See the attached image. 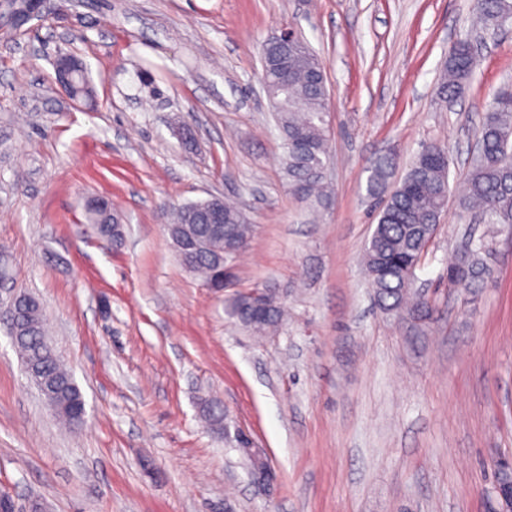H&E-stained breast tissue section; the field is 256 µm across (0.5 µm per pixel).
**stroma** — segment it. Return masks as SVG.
Wrapping results in <instances>:
<instances>
[{
	"label": "stroma",
	"mask_w": 512,
	"mask_h": 512,
	"mask_svg": "<svg viewBox=\"0 0 512 512\" xmlns=\"http://www.w3.org/2000/svg\"><path fill=\"white\" fill-rule=\"evenodd\" d=\"M475 0H41L15 26L0 0V248L34 295L85 401L63 425L0 329V492L18 512H490L512 457V226L448 207L414 286L437 293L417 333L378 307L364 265L374 159L402 176L422 144L467 171L473 130L512 89V28L488 39L464 93L437 78L469 38ZM293 27L326 64L333 203L289 191L260 45ZM86 62L95 96L68 98L57 53ZM195 132L185 148L178 129ZM111 199L124 239L85 224ZM220 197L252 236L217 293L179 262L169 206ZM490 243L480 288L449 291L470 237ZM274 288L290 318L258 338L225 311ZM227 433L204 427L205 401ZM279 482L254 485L236 430Z\"/></svg>",
	"instance_id": "35a3bbf8"
}]
</instances>
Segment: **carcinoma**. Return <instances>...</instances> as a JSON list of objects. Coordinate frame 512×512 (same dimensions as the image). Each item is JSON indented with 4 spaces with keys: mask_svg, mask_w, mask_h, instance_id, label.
Here are the masks:
<instances>
[{
    "mask_svg": "<svg viewBox=\"0 0 512 512\" xmlns=\"http://www.w3.org/2000/svg\"><path fill=\"white\" fill-rule=\"evenodd\" d=\"M512 18V0H477L473 24L495 32L501 22ZM267 89L276 104V119L283 145L282 169L288 187L303 202L319 210L328 207L331 193L325 174L330 159L329 129L326 121L328 88L325 66L301 36L293 39L288 61L279 60L271 41L265 42ZM475 67L467 42L448 52L438 84V94L453 100L470 83ZM481 150L468 169L464 188L455 195L450 188L448 151L437 141L424 145L393 189H388L395 168L389 156L378 158L367 179V195L373 201L377 224L365 248L364 260L369 282L381 310L399 316L408 326L419 329L432 320L436 306L429 296L412 292L411 275L424 248L435 238L450 200L462 213L478 212L488 224H512V91L497 94L476 129ZM209 201L174 205L169 213V232L190 237L197 248L187 259L188 270L209 284L215 279L218 262L229 243L211 240L200 215ZM86 223L97 234L119 244L123 227L112 201L95 196L84 204ZM224 226L243 252L250 236V224L243 211L224 204ZM487 242L480 240L448 264V284L472 293L484 281L487 267L481 253ZM228 316L254 336L281 329L286 311L273 297L265 315L255 319L243 293L227 302ZM16 327L15 349L23 365L35 360L40 378L53 386L54 414L68 425L76 424L73 411L85 405L82 392L58 356L45 349L46 333L39 300L24 293L13 308ZM203 416L211 426H221L224 410L209 402Z\"/></svg>",
    "mask_w": 512,
    "mask_h": 512,
    "instance_id": "carcinoma-1",
    "label": "carcinoma"
}]
</instances>
